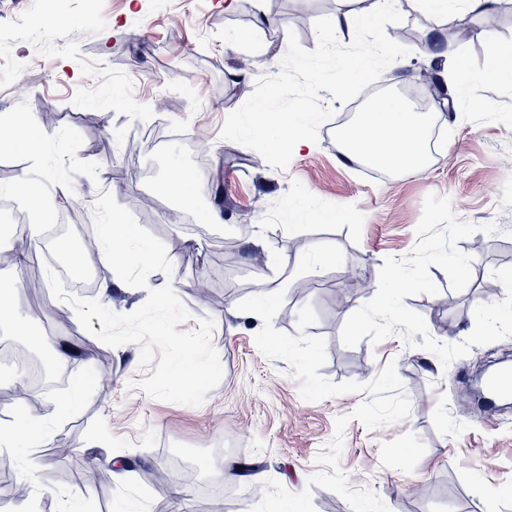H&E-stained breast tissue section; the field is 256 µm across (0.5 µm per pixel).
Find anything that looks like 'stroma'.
<instances>
[{
    "label": "stroma",
    "mask_w": 512,
    "mask_h": 512,
    "mask_svg": "<svg viewBox=\"0 0 512 512\" xmlns=\"http://www.w3.org/2000/svg\"><path fill=\"white\" fill-rule=\"evenodd\" d=\"M0 0V117L25 118L41 129L47 144L32 157L7 140L0 127V187L32 170L37 199L50 215L72 224L93 221L99 192L121 206L141 196L149 208L134 210L136 221L162 241L175 264L171 274L154 272L150 287L173 285L192 315L215 322L214 346L223 377L199 406L152 399L129 381L141 379V348L111 347L80 326L74 308L51 290L30 293L25 280L45 277L44 264L0 266V286L17 323L0 327V345L34 357L69 349L66 376L38 393L27 406L43 416L51 432L34 451L43 465L26 482L24 498L12 492L22 460L0 448V512H116L134 501L140 512H201L197 480L213 475V452L203 440L221 434L235 450L227 458L241 467L234 495L221 512H250L267 480L293 493L320 472L317 453L332 439L337 416L351 413L368 393L318 402L303 400L285 361L265 357L254 342L261 321L239 312L255 295V280L285 288L283 312L273 324L296 331L306 304L318 320L310 335L326 341V379L367 382L395 363L411 403L403 422L367 429L351 421L343 434L339 466L350 488L369 489L389 512H512V408L485 410L473 397V377L488 362L512 356V337L472 347L442 366L434 354L408 346L397 336L380 344L369 339L349 347L341 340L346 319L373 298L386 257L407 255L427 195L449 198L462 221L495 224V234L459 241L472 258L468 285L454 290L447 274L430 266L437 294L406 297L430 335L459 343L474 328L479 301L498 302L506 290L493 270L512 266V86L479 80L467 88L454 111L431 104L425 118L438 128L423 165L386 180L364 176L360 159H347L339 142L340 120H357L359 110L322 92L334 115L319 129L312 149L295 152L287 169L272 168L256 151L222 139L226 117L239 108L262 76L276 75L289 34L303 48L317 45L314 24L334 17L338 0ZM401 23L386 25L389 38L409 48L378 84L389 97L408 99L421 84V71L435 61L485 71L501 47L512 45V9L490 27L476 13L458 10L456 21L472 38L445 47L441 31L420 10L403 4ZM237 33L239 47L226 40ZM58 113L45 124L43 113ZM204 135L206 178L199 205L161 191L160 185L189 171L188 140ZM216 211L212 224L201 206ZM331 248L333 262L313 265L314 248ZM207 279L215 298L193 289ZM110 285L102 297V285ZM347 306L336 303L337 291ZM90 297L129 314L146 301L144 289L101 273ZM112 383L102 386L103 372ZM83 400L71 410L63 402L76 381ZM67 442L71 453L52 448ZM194 449V470L175 488L155 484L151 472L168 464L173 445ZM311 488V487H308ZM316 512H352L338 494L313 487Z\"/></svg>",
    "instance_id": "1"
}]
</instances>
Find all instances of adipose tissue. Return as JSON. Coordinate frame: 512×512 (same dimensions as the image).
Masks as SVG:
<instances>
[{
	"label": "adipose tissue",
	"mask_w": 512,
	"mask_h": 512,
	"mask_svg": "<svg viewBox=\"0 0 512 512\" xmlns=\"http://www.w3.org/2000/svg\"><path fill=\"white\" fill-rule=\"evenodd\" d=\"M426 129L421 113L411 111L399 100L388 98L367 110L345 137L346 153L390 167L397 172L417 168L424 160ZM47 434L42 416L24 414L10 425L0 426V447L18 453L28 475L40 463L31 447Z\"/></svg>",
	"instance_id": "obj_1"
}]
</instances>
